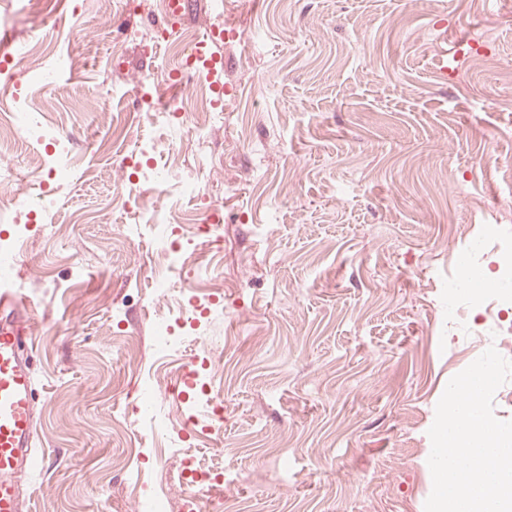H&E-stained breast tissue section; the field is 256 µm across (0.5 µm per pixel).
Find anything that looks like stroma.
<instances>
[{"instance_id":"35a3bbf8","label":"stroma","mask_w":512,"mask_h":512,"mask_svg":"<svg viewBox=\"0 0 512 512\" xmlns=\"http://www.w3.org/2000/svg\"><path fill=\"white\" fill-rule=\"evenodd\" d=\"M73 12L0 0V54L31 43L78 64L32 99L60 128L65 183L26 169L55 207L16 242L34 306L36 446L55 458L31 512H137L133 477L179 508L183 449L222 464L200 512H424L428 430L448 381L494 343L481 309L448 324V276L491 221L512 234V0H198L223 15V124L206 143L154 127L142 80L182 98L172 47L150 39L161 0L101 29ZM454 57L451 68L441 66ZM162 159L174 188L142 173ZM195 182L201 196H181ZM163 203L175 244L207 256L224 312L178 321L180 352L154 347L155 316L209 306L178 290L150 238L128 242L118 194ZM224 222L200 236L203 207ZM224 395V423L183 435L185 364Z\"/></svg>"}]
</instances>
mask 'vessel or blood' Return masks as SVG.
Here are the masks:
<instances>
[{
    "label": "vessel or blood",
    "instance_id": "b4317fda",
    "mask_svg": "<svg viewBox=\"0 0 512 512\" xmlns=\"http://www.w3.org/2000/svg\"><path fill=\"white\" fill-rule=\"evenodd\" d=\"M224 42L223 25H215L197 55L205 75L221 61L215 51ZM32 304L13 277L0 276V512H30V485L36 470L55 461L35 447L36 379L31 368Z\"/></svg>",
    "mask_w": 512,
    "mask_h": 512
}]
</instances>
